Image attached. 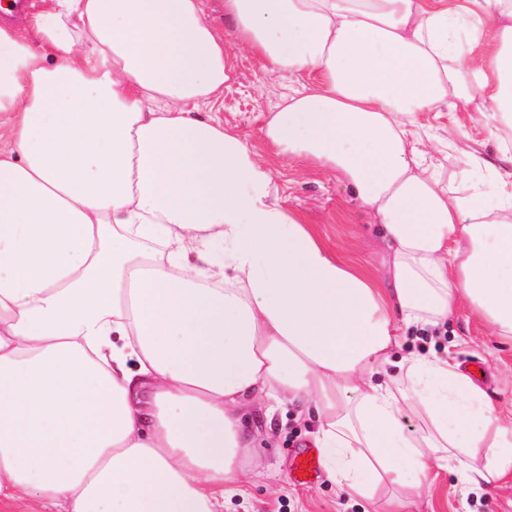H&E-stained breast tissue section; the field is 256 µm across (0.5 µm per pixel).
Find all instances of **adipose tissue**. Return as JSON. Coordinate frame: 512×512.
<instances>
[{
	"instance_id": "ef3b65f1",
	"label": "adipose tissue",
	"mask_w": 512,
	"mask_h": 512,
	"mask_svg": "<svg viewBox=\"0 0 512 512\" xmlns=\"http://www.w3.org/2000/svg\"><path fill=\"white\" fill-rule=\"evenodd\" d=\"M224 17L269 72L316 75L266 142L337 174L386 261L330 246L214 116L233 66L202 0H41L25 34L0 28V512H224L247 416L290 406L372 512H405L437 470L512 484V414L450 358L400 353L464 306L512 340V153H465L452 197L416 131L476 102L512 124V0Z\"/></svg>"
}]
</instances>
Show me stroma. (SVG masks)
I'll return each mask as SVG.
<instances>
[{
    "mask_svg": "<svg viewBox=\"0 0 512 512\" xmlns=\"http://www.w3.org/2000/svg\"><path fill=\"white\" fill-rule=\"evenodd\" d=\"M224 50L233 61L234 74L224 84L218 115L225 126L248 135L259 153H266L262 126L285 81L266 74L232 38H225ZM419 121L442 141H468L486 156L498 155L503 146L502 139L490 135L475 106L466 111L425 112ZM274 175L288 207L301 212L330 244L346 249L352 258L370 267H382L383 246L344 183L289 159L275 161ZM402 349L439 355L451 351L462 368L476 372L477 383L495 401L512 405V342L491 335L484 320L470 308H460L444 335L413 333ZM314 426L313 418L292 411L261 426V433L271 434L274 445L260 449L254 460L247 496L226 501L224 512H368L366 501L347 497L326 475H319L311 486L294 481L293 456L309 447ZM418 508L420 512H512V486L477 495L466 489L461 476L443 472L426 487Z\"/></svg>",
    "mask_w": 512,
    "mask_h": 512,
    "instance_id": "1",
    "label": "stroma"
}]
</instances>
